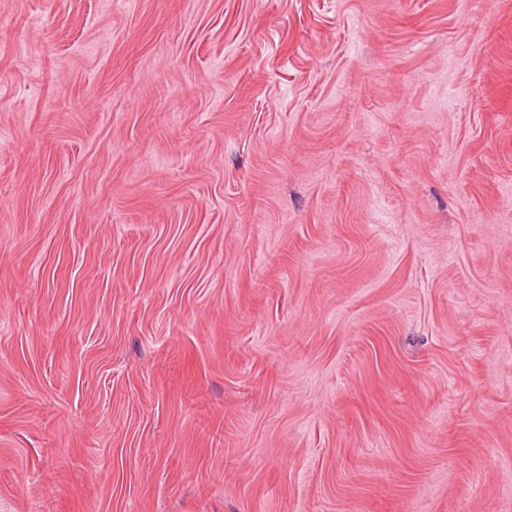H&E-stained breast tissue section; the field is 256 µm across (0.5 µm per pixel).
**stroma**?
I'll return each instance as SVG.
<instances>
[{
	"mask_svg": "<svg viewBox=\"0 0 512 512\" xmlns=\"http://www.w3.org/2000/svg\"><path fill=\"white\" fill-rule=\"evenodd\" d=\"M0 512H512V0H0Z\"/></svg>",
	"mask_w": 512,
	"mask_h": 512,
	"instance_id": "1",
	"label": "stroma"
}]
</instances>
